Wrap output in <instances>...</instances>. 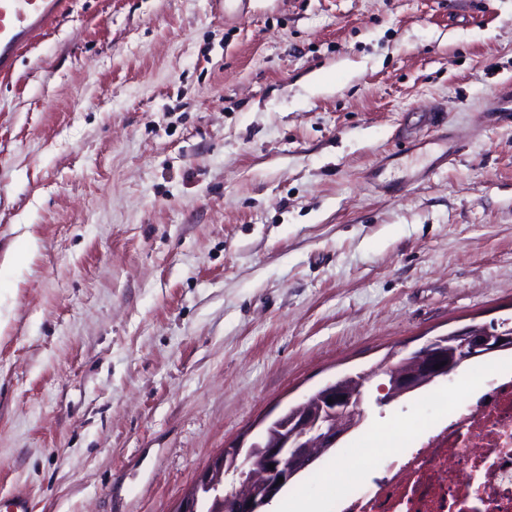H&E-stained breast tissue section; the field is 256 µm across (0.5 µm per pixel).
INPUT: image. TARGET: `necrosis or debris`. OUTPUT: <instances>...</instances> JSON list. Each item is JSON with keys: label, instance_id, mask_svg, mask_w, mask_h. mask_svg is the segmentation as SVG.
I'll list each match as a JSON object with an SVG mask.
<instances>
[{"label": "necrosis or debris", "instance_id": "1", "mask_svg": "<svg viewBox=\"0 0 512 512\" xmlns=\"http://www.w3.org/2000/svg\"><path fill=\"white\" fill-rule=\"evenodd\" d=\"M386 468L371 489L338 486L333 512H462V492L481 512H512V361L426 436L384 435Z\"/></svg>", "mask_w": 512, "mask_h": 512}]
</instances>
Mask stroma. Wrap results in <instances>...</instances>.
Masks as SVG:
<instances>
[{"label": "stroma", "mask_w": 512, "mask_h": 512, "mask_svg": "<svg viewBox=\"0 0 512 512\" xmlns=\"http://www.w3.org/2000/svg\"><path fill=\"white\" fill-rule=\"evenodd\" d=\"M511 97L512 0H74L0 82V498L172 512L326 383L511 317Z\"/></svg>", "instance_id": "1"}]
</instances>
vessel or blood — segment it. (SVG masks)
Listing matches in <instances>:
<instances>
[{"label": "vessel or blood", "instance_id": "b4317fda", "mask_svg": "<svg viewBox=\"0 0 512 512\" xmlns=\"http://www.w3.org/2000/svg\"><path fill=\"white\" fill-rule=\"evenodd\" d=\"M72 7V0H0V76L9 77L29 44Z\"/></svg>", "mask_w": 512, "mask_h": 512}]
</instances>
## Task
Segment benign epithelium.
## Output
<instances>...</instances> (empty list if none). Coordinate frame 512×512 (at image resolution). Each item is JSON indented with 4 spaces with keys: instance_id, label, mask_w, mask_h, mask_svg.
Returning a JSON list of instances; mask_svg holds the SVG:
<instances>
[{
    "instance_id": "1",
    "label": "benign epithelium",
    "mask_w": 512,
    "mask_h": 512,
    "mask_svg": "<svg viewBox=\"0 0 512 512\" xmlns=\"http://www.w3.org/2000/svg\"><path fill=\"white\" fill-rule=\"evenodd\" d=\"M512 346V334L499 328L483 326L480 329L467 326L448 337V343L428 342L416 367L407 372H388L384 368L369 371L356 388L343 383L329 384L316 405L302 411L289 420L290 432L266 442L263 457L256 462L246 458L240 465L239 484H247L254 475L256 465L265 469L267 476L265 500L273 499L295 476L318 459L316 450L325 451L348 433V426L363 417V390L376 378L383 380L379 390L391 399L409 394L426 382L444 378L453 373L457 363L496 353ZM440 368H434V365ZM239 447H227L200 472L195 483L179 503L178 512H195L199 496L205 492L213 495L217 508L228 512H257L259 505L239 494V489L220 490L227 462L238 459ZM274 469H269V465ZM284 481H279V478Z\"/></svg>"
}]
</instances>
